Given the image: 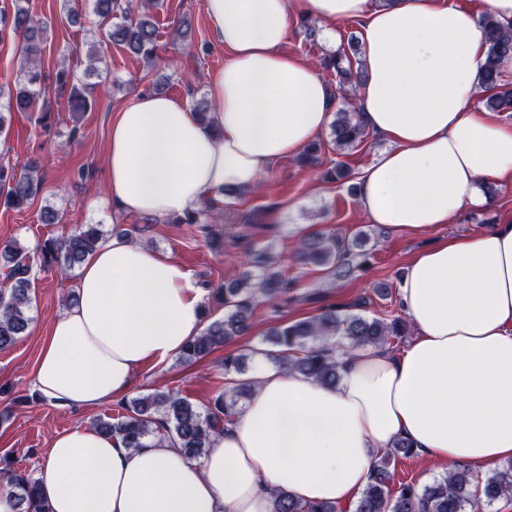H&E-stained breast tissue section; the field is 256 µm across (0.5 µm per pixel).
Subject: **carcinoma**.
<instances>
[{
    "label": "carcinoma",
    "instance_id": "1",
    "mask_svg": "<svg viewBox=\"0 0 512 512\" xmlns=\"http://www.w3.org/2000/svg\"><path fill=\"white\" fill-rule=\"evenodd\" d=\"M14 13L0 10V33L9 29L20 41L21 81L8 92L9 110L32 112L44 92L41 66L46 28L36 25L23 0H11ZM95 12L115 22L104 33L107 41L126 48L149 61L154 60L156 28L147 10H131L122 0H94ZM480 24L485 32L488 51L482 70L483 104L493 112H512V85L500 78V64L512 58V28L497 19L484 16ZM320 65L336 73L342 98L353 93L362 79L360 66L338 51L320 59ZM56 80L70 87L68 103L72 112L81 115L93 107L91 85L75 80L71 72L61 68ZM333 142L342 151L355 148L364 141L367 130L357 109L339 112L332 124ZM40 162L29 160L20 171L0 165V190L6 189L5 202L13 208L31 204L40 194L43 182L38 176ZM213 206L177 219L200 231L212 246L220 251L223 241L213 229ZM105 241V232L97 225H81L75 232L48 239L41 248L45 265H55L66 274L78 268L86 256ZM370 234L359 228L350 240L334 232L313 229L298 242L293 257L303 266L311 265L324 271L328 278L340 281L353 276L363 256L353 251L364 247ZM246 267L239 279L214 288L224 315L207 323L200 335L190 340L181 358L193 361L209 355L235 336L246 334L252 327L254 306L267 302L273 308L288 304L293 298L294 279L279 266L272 254L251 252L245 255ZM0 267L7 270L0 284V350L13 346L23 336L31 322L32 280L29 255L15 242L0 244ZM409 334V324L397 316L387 320L345 311L334 304L321 308L319 314L297 322L273 327L267 341L275 347L268 352L279 367L297 372L325 385L334 386L340 379V359L358 349L395 348ZM254 382L240 379L224 389L202 409L170 389L156 390L146 395L122 401V413L115 417L97 418L92 422L99 432L121 438L127 448H141L152 439L163 445L171 443L191 459L202 458L212 439L232 424L239 402L251 396ZM416 455L404 440L393 442L391 449L374 461L370 479L354 507V512H477L487 504L512 495V460L497 465L483 482L481 492L473 490V479L466 468L450 466L433 481L417 485L406 483L392 488L391 461L399 456ZM6 482L20 505L19 512H47L36 479L22 471L0 467V482ZM272 512H343L330 503H304L282 493H273Z\"/></svg>",
    "mask_w": 512,
    "mask_h": 512
}]
</instances>
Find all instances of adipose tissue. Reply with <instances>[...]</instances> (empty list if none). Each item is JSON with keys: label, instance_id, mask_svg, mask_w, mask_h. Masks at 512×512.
<instances>
[{"label": "adipose tissue", "instance_id": "obj_1", "mask_svg": "<svg viewBox=\"0 0 512 512\" xmlns=\"http://www.w3.org/2000/svg\"><path fill=\"white\" fill-rule=\"evenodd\" d=\"M512 24V0H206L228 54L200 121L184 100L143 94L112 117L106 204L166 222L256 186L327 127L321 71L286 48L288 21L359 23L357 107L387 144L357 175L369 223L422 232L486 204L512 180V127L475 110L487 44L479 17ZM77 296L52 322L32 383L41 400L88 411L128 394L137 372L203 328L189 273L168 253L112 238L83 262ZM415 335L370 348L329 387L260 367L251 397L205 456L85 425L54 434L36 480L49 512H272L282 491L352 512L392 441L440 464L512 458V224L439 240L400 285Z\"/></svg>", "mask_w": 512, "mask_h": 512}]
</instances>
